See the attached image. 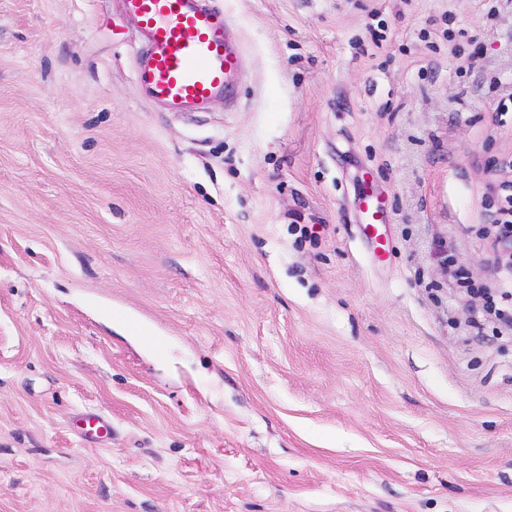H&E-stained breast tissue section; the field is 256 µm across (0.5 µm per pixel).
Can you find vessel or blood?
<instances>
[{
    "instance_id": "b4317fda",
    "label": "vessel or blood",
    "mask_w": 512,
    "mask_h": 512,
    "mask_svg": "<svg viewBox=\"0 0 512 512\" xmlns=\"http://www.w3.org/2000/svg\"><path fill=\"white\" fill-rule=\"evenodd\" d=\"M145 48L135 69L136 96L165 112H199L215 98L232 102L243 69L244 45L231 19L207 0H119ZM364 230L377 233L386 217L374 191L362 198ZM86 440L108 436L111 424L83 417Z\"/></svg>"
}]
</instances>
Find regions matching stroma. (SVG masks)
Returning a JSON list of instances; mask_svg holds the SVG:
<instances>
[{
  "instance_id": "35a3bbf8",
  "label": "stroma",
  "mask_w": 512,
  "mask_h": 512,
  "mask_svg": "<svg viewBox=\"0 0 512 512\" xmlns=\"http://www.w3.org/2000/svg\"><path fill=\"white\" fill-rule=\"evenodd\" d=\"M210 2L184 116L115 0H0V512H512V0ZM206 2L119 0L145 44L135 69V94L163 112H201L218 97L234 101L243 41L224 10ZM381 202L371 186L368 184L367 191L362 198V212L364 214V231L372 233L377 239H380L378 234V225L385 224L386 217L383 211ZM81 429L86 440L94 442L108 436L112 431V426L103 417L91 413L83 417Z\"/></svg>"
}]
</instances>
